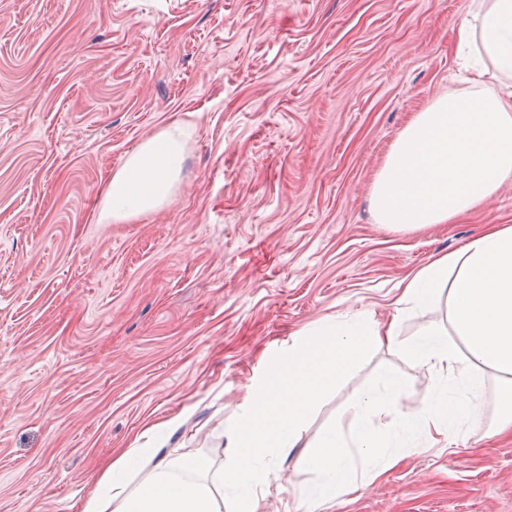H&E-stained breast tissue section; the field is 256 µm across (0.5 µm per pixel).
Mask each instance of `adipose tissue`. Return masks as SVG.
<instances>
[{
    "label": "adipose tissue",
    "instance_id": "1",
    "mask_svg": "<svg viewBox=\"0 0 512 512\" xmlns=\"http://www.w3.org/2000/svg\"><path fill=\"white\" fill-rule=\"evenodd\" d=\"M471 16L456 28L455 48L480 41L500 70L512 73V0H472ZM185 161L184 131L168 127L142 140L108 178L101 224H121L159 210L172 199ZM512 176V85L486 94L445 95L415 114L392 143L371 193L381 224L412 229L445 224L482 204ZM449 301L446 338L436 331L415 342L416 361L440 375L444 384L406 424L421 428L428 445L477 419L472 395L494 377L501 403L508 407L496 425L512 434V225L497 224L413 274L397 298L408 308L431 306L440 293ZM396 321L370 315L347 320L328 317L307 331L299 349L289 352L252 397L249 417L231 434V467L193 459L173 471L152 448L118 454L81 504L80 512H223L224 490H241L257 512L254 475L264 451L285 456L297 448L309 413L325 393L374 346H396ZM406 381L385 374L380 385L355 405L359 441L344 442L336 425L305 456L319 483L311 498L324 503L358 489L359 466L380 456L392 431L385 409L399 406ZM154 467L133 483L144 463Z\"/></svg>",
    "mask_w": 512,
    "mask_h": 512
}]
</instances>
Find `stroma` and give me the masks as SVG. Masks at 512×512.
Segmentation results:
<instances>
[{"label": "stroma", "mask_w": 512, "mask_h": 512, "mask_svg": "<svg viewBox=\"0 0 512 512\" xmlns=\"http://www.w3.org/2000/svg\"><path fill=\"white\" fill-rule=\"evenodd\" d=\"M471 0H0V512H78L127 448L231 464L229 434L302 330L394 313L407 275L512 225V180L470 214L378 223L373 180L435 97L472 92L453 47ZM185 129L170 203L96 221L142 139ZM448 301L405 310L311 413L303 447L264 453L258 512H512V440L449 448L397 431L401 460L360 497L309 502L303 461L383 374L407 411L440 377L408 346ZM178 430H170L171 421Z\"/></svg>", "instance_id": "obj_1"}]
</instances>
